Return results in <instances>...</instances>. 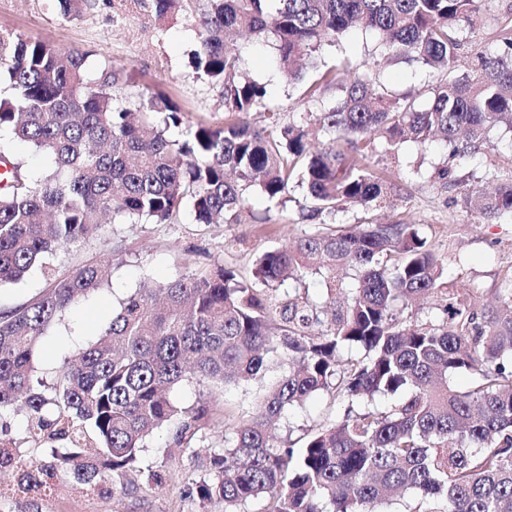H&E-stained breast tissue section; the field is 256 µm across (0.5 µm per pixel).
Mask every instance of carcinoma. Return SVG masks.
Wrapping results in <instances>:
<instances>
[{
    "mask_svg": "<svg viewBox=\"0 0 512 512\" xmlns=\"http://www.w3.org/2000/svg\"><path fill=\"white\" fill-rule=\"evenodd\" d=\"M482 0H210L194 51L195 72L224 90L222 126L200 124L181 139L180 108L160 93L114 103L116 74L87 78V53L62 52L20 33L0 36L10 55L0 80V287L40 272L48 286L32 301L0 311V415L28 414L27 431L63 443L38 459L0 441V469L18 490L38 497L66 475L87 489L128 494L164 473L138 466L157 429L181 444L204 427L207 406L180 407L170 397L192 365L201 381L238 383L281 368L249 421L224 436L205 476L186 490L224 512L260 500L262 512H381L393 492L409 495L405 512H512V277L505 312L490 315L460 303L438 324L418 320L416 299L448 293L443 268L415 225L322 221L291 249L256 260L252 278L218 266L180 275L127 296L99 339L38 372L37 347L80 301L112 281V263L57 272L48 258L95 236L104 219L169 224L190 206L199 224H236L257 187L271 202L297 178L309 217L332 215L340 202L379 206L380 178L340 149L310 151L300 125L267 112L266 127L247 116L264 105L266 87L241 73L237 36L270 33L284 78L296 63L359 26L382 37L393 59L422 62L437 74L428 107L376 90L356 73L330 82L343 96L316 114L329 134L359 142L426 144L440 135L452 156H470L487 130L512 119V36L480 54L471 73L453 75L463 28ZM17 139L50 155L54 169L31 185L11 153ZM467 208L493 220L512 215V181ZM353 272L345 283L338 271ZM323 278L320 301L280 292L311 273ZM468 371L469 388L450 376ZM326 392L359 406L306 436L297 450L275 444L271 427L309 396ZM401 394L390 410L370 402Z\"/></svg>",
    "mask_w": 512,
    "mask_h": 512,
    "instance_id": "obj_1",
    "label": "carcinoma"
}]
</instances>
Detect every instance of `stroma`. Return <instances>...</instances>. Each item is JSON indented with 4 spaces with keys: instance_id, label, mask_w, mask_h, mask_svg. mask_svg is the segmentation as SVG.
Segmentation results:
<instances>
[{
    "instance_id": "35a3bbf8",
    "label": "stroma",
    "mask_w": 512,
    "mask_h": 512,
    "mask_svg": "<svg viewBox=\"0 0 512 512\" xmlns=\"http://www.w3.org/2000/svg\"><path fill=\"white\" fill-rule=\"evenodd\" d=\"M208 5L209 0H181L176 9L161 16L154 0H87L78 16L65 18L57 0H0V32L21 33L63 51L88 52L90 77H99L106 67L118 73L113 88L117 105L148 90L167 95L182 111L183 126L172 132L179 138L197 124L221 125L230 118L224 110L222 87L198 77L192 68V54L204 34L200 20ZM509 22L512 0H487L473 26L464 30L465 47L455 64L456 74L470 71L475 53L495 51L501 30ZM237 49L245 74L265 84L266 106L279 113L283 125L305 126L314 150L332 145L330 135L316 125V113L342 96L340 88L323 81L327 71L349 67L394 96L412 97L421 108L431 100L434 78L428 67L413 60L391 59L373 32L356 29L323 47L315 54L316 67L303 71L294 82L284 80L277 69L272 42L246 35L239 39ZM367 164L384 181V202L371 210L340 205L335 222L404 219L416 224L461 297L478 311L497 308L503 283L512 273V217L485 220L466 208L464 198L474 189L491 190L512 179V126L497 124L482 150L463 159L451 158L449 148L438 141L427 146L411 141L394 146L378 138ZM447 166L453 174L445 179L441 171ZM305 206L306 190L299 183H292L277 205L255 188L249 195L248 211L237 224H200L184 209L169 224L118 219L105 225L99 236L60 250L52 260L60 272L111 260L112 284L78 303L50 330L40 342L41 356L58 363L74 345L94 341L120 301L144 281L164 283L219 265L251 277L263 251L287 246L308 229ZM276 376L271 370L264 377L223 388L194 378L175 386L170 397L177 405L205 404L210 418L187 446H176L166 429L151 435L141 464L166 471L158 486L112 496L88 493L63 482L33 505L10 496L0 502V512H219L217 506L206 507L186 497L184 489L204 475L210 454L223 448L225 433L249 418ZM346 409L345 403L326 393L312 394L281 419L276 429L278 445L301 446L304 435L342 417Z\"/></svg>"
}]
</instances>
